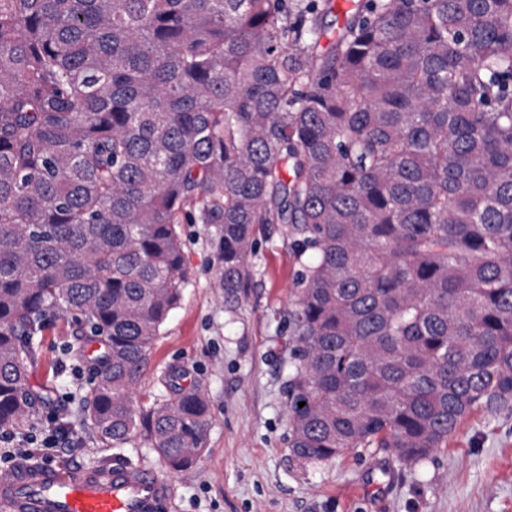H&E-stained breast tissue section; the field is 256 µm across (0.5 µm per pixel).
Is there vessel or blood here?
Listing matches in <instances>:
<instances>
[{
	"label": "vessel or blood",
	"mask_w": 512,
	"mask_h": 512,
	"mask_svg": "<svg viewBox=\"0 0 512 512\" xmlns=\"http://www.w3.org/2000/svg\"><path fill=\"white\" fill-rule=\"evenodd\" d=\"M171 481L154 470L103 464H22L0 477V512H167Z\"/></svg>",
	"instance_id": "obj_1"
}]
</instances>
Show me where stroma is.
Returning <instances> with one entry per match:
<instances>
[{"label": "stroma", "mask_w": 512, "mask_h": 512, "mask_svg": "<svg viewBox=\"0 0 512 512\" xmlns=\"http://www.w3.org/2000/svg\"><path fill=\"white\" fill-rule=\"evenodd\" d=\"M221 227L185 224L189 271L179 306L162 326L133 392L137 411L171 397L170 373L202 386L211 405L206 449L194 468L168 472L145 431L113 448L100 442L79 402L68 370L83 338L70 316L49 311L37 332L38 359L29 376L33 419L61 415L86 439L38 458L45 467L104 463L167 473L174 487L170 512H512V406L476 413L417 464L395 462L389 451L359 448L332 462L310 463L289 448L285 385L291 369L288 308L299 270L282 225L261 231L252 258L253 288L228 308L217 259Z\"/></svg>", "instance_id": "stroma-1"}]
</instances>
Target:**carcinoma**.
<instances>
[{"mask_svg":"<svg viewBox=\"0 0 512 512\" xmlns=\"http://www.w3.org/2000/svg\"><path fill=\"white\" fill-rule=\"evenodd\" d=\"M0 0V431L28 427L55 309L104 350L81 411L165 465L205 451L197 385L132 393L221 224L228 304L263 224L301 263L294 456L425 460L512 403V0ZM305 406H299V403Z\"/></svg>","mask_w":512,"mask_h":512,"instance_id":"carcinoma-1","label":"carcinoma"}]
</instances>
